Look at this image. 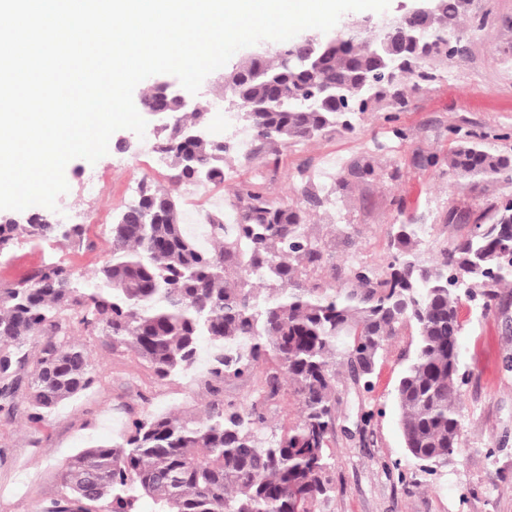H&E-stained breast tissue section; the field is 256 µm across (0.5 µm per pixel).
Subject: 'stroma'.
<instances>
[{
    "instance_id": "35a3bbf8",
    "label": "stroma",
    "mask_w": 512,
    "mask_h": 512,
    "mask_svg": "<svg viewBox=\"0 0 512 512\" xmlns=\"http://www.w3.org/2000/svg\"><path fill=\"white\" fill-rule=\"evenodd\" d=\"M474 17H487L485 29H472L467 51L438 67L434 80L416 83L405 108L377 105L362 115L354 130H331L281 150L278 166L264 155H245L236 148L234 133L244 124L225 90L224 76L248 58L243 48L229 64L209 74L194 102L223 104L210 115L212 140L230 144L224 156V182L212 214H223L235 188L261 182L282 204L296 203L302 184L317 187L323 200L311 211L309 230L323 253L321 268L308 283L337 285L355 264L383 268L392 250L398 215L424 224L416 254L432 263L440 250L452 247L472 232L468 224H448L449 209L482 212L491 201L512 196V182L458 187L440 169L420 166L421 156H446L457 133H468L492 151L512 156V0H474ZM144 136L122 129L110 138L107 155L96 163L76 158L65 168L67 193L48 211L51 223L64 224L72 210L91 213L80 241L15 243L0 255V287L33 274L49 262H61L93 277L109 257L115 215L132 200L129 177L169 182L154 147L165 135L154 116H147ZM370 163L377 175L330 182L321 187L320 170L336 174L355 163ZM460 360L469 375L460 406L465 422L466 453L452 455L447 465L424 472L406 456L401 435L396 386L412 355L414 328H401L385 345L378 360L371 392H358L339 376L340 403L336 433L330 441V475L336 486L322 512H512V305L482 312L478 303L462 301ZM90 350L95 361L94 382L83 393L59 405L51 417L35 424L27 419L28 391L20 389L13 413L0 412V512H40L66 491L58 475L59 461L89 445L117 440L133 419L153 412L195 417L209 404L260 402L267 418L264 437L279 433L295 421L299 408L288 387L270 394L269 365L242 377H229L218 392L208 388L211 355L200 344L194 369L158 377L134 352L112 350L106 339L81 330L72 334ZM373 410L366 434L354 429L359 408Z\"/></svg>"
}]
</instances>
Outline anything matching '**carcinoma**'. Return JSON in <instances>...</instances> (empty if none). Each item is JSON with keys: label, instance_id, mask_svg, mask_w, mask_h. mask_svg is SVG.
Instances as JSON below:
<instances>
[{"label": "carcinoma", "instance_id": "1", "mask_svg": "<svg viewBox=\"0 0 512 512\" xmlns=\"http://www.w3.org/2000/svg\"><path fill=\"white\" fill-rule=\"evenodd\" d=\"M469 12L470 0H437L430 14L396 22L383 45L353 33L323 42L297 69L276 47L237 65L225 83L257 149L276 156L292 141L354 129L358 116L386 97L405 106L401 77L430 80L434 64L461 53L467 31L458 21ZM146 101L173 116L156 151L171 160L174 178L224 182L230 146L185 137L208 113L195 111L184 122L156 86ZM420 163L446 165L465 186L512 180V157L469 135L458 137L445 158L429 155ZM349 176L377 173L352 166L338 172L337 182ZM302 196L304 203L284 205L253 183L240 186L230 202L235 222L213 216L206 248L187 234L171 191L145 180L117 214L110 258L93 279L49 264L0 288V412L14 410L25 379L33 423L91 386V353L71 340L76 324L105 336L114 350L135 352L161 377L192 368L203 338L214 348L209 374L216 380L272 360L270 393L284 380L300 408L271 440L261 436L265 416L256 403L240 411L214 404L200 419L137 418L122 441L64 459L57 473L71 497L41 512H94L104 499L108 512H138L142 498L152 501V512H320L333 492L328 449L336 432V366L347 368L355 387L370 390L380 351L404 325L418 333L396 387L407 455L429 471L461 449L458 401L469 375L461 371L458 307L464 296L482 297L485 311L508 302L500 288L512 284V197L474 219L448 211L446 223L471 220L474 229L430 265L412 254L421 225L403 219L384 271L358 265L336 288H301V268L323 259L306 231L310 208L322 199L307 185ZM81 234V225L50 224L38 212L25 224L1 216L0 254L21 238ZM256 279L267 288L253 287Z\"/></svg>", "mask_w": 512, "mask_h": 512}]
</instances>
